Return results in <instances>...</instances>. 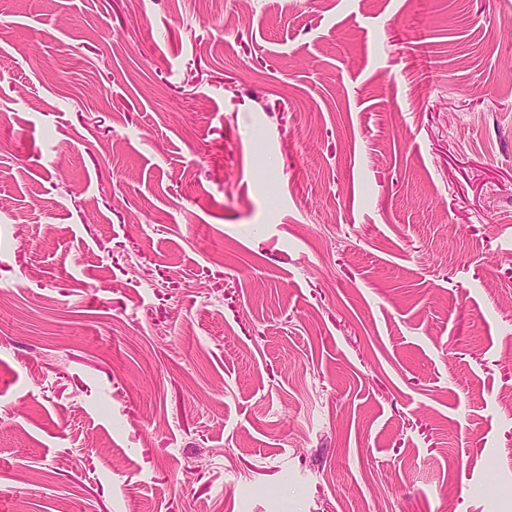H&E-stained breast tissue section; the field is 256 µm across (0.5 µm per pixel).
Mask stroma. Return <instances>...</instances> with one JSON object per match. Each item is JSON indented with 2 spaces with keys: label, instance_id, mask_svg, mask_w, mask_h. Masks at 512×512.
I'll return each instance as SVG.
<instances>
[{
  "label": "stroma",
  "instance_id": "35a3bbf8",
  "mask_svg": "<svg viewBox=\"0 0 512 512\" xmlns=\"http://www.w3.org/2000/svg\"><path fill=\"white\" fill-rule=\"evenodd\" d=\"M0 512H512V0H0Z\"/></svg>",
  "mask_w": 512,
  "mask_h": 512
}]
</instances>
